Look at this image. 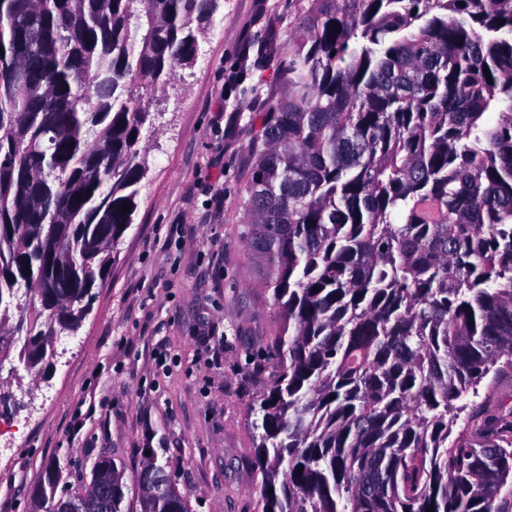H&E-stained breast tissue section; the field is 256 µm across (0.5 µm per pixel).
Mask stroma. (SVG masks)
Masks as SVG:
<instances>
[{
	"mask_svg": "<svg viewBox=\"0 0 512 512\" xmlns=\"http://www.w3.org/2000/svg\"><path fill=\"white\" fill-rule=\"evenodd\" d=\"M287 15L288 0H219L196 64L177 68L152 106L138 207L78 331L37 368L16 346L0 360V390L17 403L0 512H33L47 465L62 470L60 498L102 457L128 483L155 459L191 512H255L252 368L277 316L243 238V200L267 102L236 103L233 83L246 59L251 83L273 81L258 42Z\"/></svg>",
	"mask_w": 512,
	"mask_h": 512,
	"instance_id": "35a3bbf8",
	"label": "stroma"
}]
</instances>
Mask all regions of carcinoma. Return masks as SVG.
Listing matches in <instances>:
<instances>
[{
    "label": "carcinoma",
    "mask_w": 512,
    "mask_h": 512,
    "mask_svg": "<svg viewBox=\"0 0 512 512\" xmlns=\"http://www.w3.org/2000/svg\"><path fill=\"white\" fill-rule=\"evenodd\" d=\"M217 2L0 0V327L29 293L26 367L108 275L149 104ZM269 52L244 205L277 311L257 512H512V408L454 431L512 370V0H289ZM144 480L140 512H190Z\"/></svg>",
    "instance_id": "cac0c4a2"
}]
</instances>
